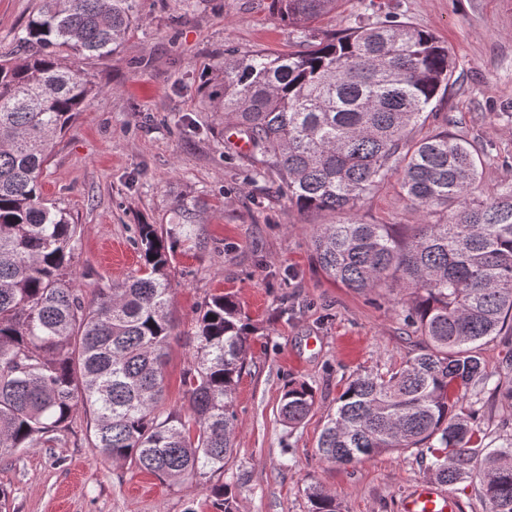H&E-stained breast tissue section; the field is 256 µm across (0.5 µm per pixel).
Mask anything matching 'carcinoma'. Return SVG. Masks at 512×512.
Wrapping results in <instances>:
<instances>
[{"mask_svg": "<svg viewBox=\"0 0 512 512\" xmlns=\"http://www.w3.org/2000/svg\"><path fill=\"white\" fill-rule=\"evenodd\" d=\"M336 0H271L295 27L299 51L224 56L200 87L203 105L250 146L255 174L272 177L302 211L342 212L315 224L322 271L343 287L389 283L415 299L408 321L420 353L385 373L351 378L328 414L320 458L352 465L417 448L441 485L477 478L487 512H512V438L483 453L471 416L457 405L491 379L479 351L512 331V180L478 188V155L443 129L407 146L448 86L453 62L433 34L406 22L361 23L316 42L312 22ZM140 20L139 0H40L18 36L25 57L0 58V449L56 443L74 413L93 424L90 444L171 485L225 474L238 433L235 393L256 328L230 294L200 307L186 337L183 373L190 413L165 406L163 369L176 336L170 272L182 223L137 226L142 266L88 301L70 270L78 225L48 204L40 176L54 140L70 129L95 86L70 58L105 59ZM397 178L404 198L437 224L352 218L359 203ZM315 404L313 387L291 380L279 415L294 428ZM232 475L214 488L236 512ZM309 512H341L309 486Z\"/></svg>", "mask_w": 512, "mask_h": 512, "instance_id": "obj_1", "label": "carcinoma"}]
</instances>
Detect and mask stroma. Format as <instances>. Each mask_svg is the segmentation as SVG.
Instances as JSON below:
<instances>
[{
  "mask_svg": "<svg viewBox=\"0 0 512 512\" xmlns=\"http://www.w3.org/2000/svg\"><path fill=\"white\" fill-rule=\"evenodd\" d=\"M38 2L0 0V54L16 53V36ZM270 3L140 0L143 21L112 57L71 60L99 92L57 138L41 192L81 232L72 277L89 300L139 269L138 225L177 223L175 204L194 205L192 240L171 270L179 338L168 349L166 403L188 408L181 379L192 349L185 338L201 303L233 295L257 328L235 394L240 432L230 469L242 476L238 512H308L311 485L335 494L342 512H400L403 495L432 480L418 449L339 466L321 460L317 444L352 376L418 354L405 293H356L329 279L315 261L310 228L342 222V215L298 211L270 181L254 178L241 135L215 121L197 94L201 73L225 49H296L293 27L275 18ZM388 17L433 33L454 61L433 117L413 138L448 129L478 150L483 189L512 179V0H338L316 32ZM356 214L366 224L444 219L414 210L393 178ZM292 379L315 390L312 412L294 429L278 415ZM462 406L478 416L482 447L512 438V402L493 385ZM89 429V416L79 412L54 447L0 453L10 512H223L208 483L172 487L102 457L87 442Z\"/></svg>",
  "mask_w": 512,
  "mask_h": 512,
  "instance_id": "1",
  "label": "stroma"
}]
</instances>
